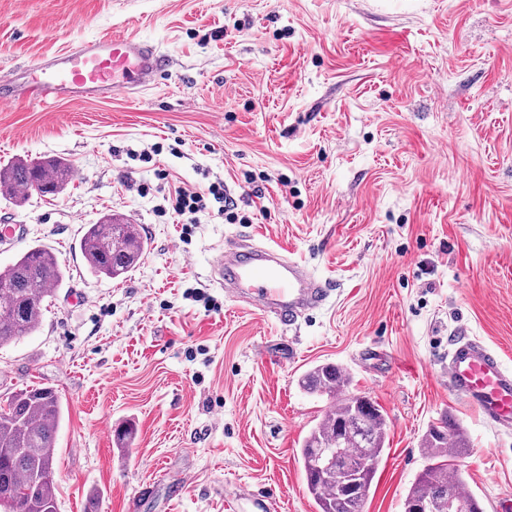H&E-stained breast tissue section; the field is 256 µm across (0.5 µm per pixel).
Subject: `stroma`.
Here are the masks:
<instances>
[{"instance_id":"obj_1","label":"stroma","mask_w":512,"mask_h":512,"mask_svg":"<svg viewBox=\"0 0 512 512\" xmlns=\"http://www.w3.org/2000/svg\"><path fill=\"white\" fill-rule=\"evenodd\" d=\"M105 34L169 52L151 89L0 106V166L74 169L54 197L0 192V226L24 227L0 242V268L39 243L68 271L41 327L0 347V400L31 385L61 398L58 512H127L146 483L138 512H261L246 487L317 512L297 451L332 399L298 379L328 362L387 414L363 512H403L422 436L446 414L469 438V490L512 512V432L446 375L459 327L512 368V0H0V74ZM159 169L188 188L220 178L250 223L204 216L182 238L156 214ZM108 211L148 243L121 280L89 275L77 248ZM236 237L291 252L329 303L289 326L229 299L210 270Z\"/></svg>"}]
</instances>
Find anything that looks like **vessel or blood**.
Masks as SVG:
<instances>
[{"label":"vessel or blood","instance_id":"b4317fda","mask_svg":"<svg viewBox=\"0 0 512 512\" xmlns=\"http://www.w3.org/2000/svg\"><path fill=\"white\" fill-rule=\"evenodd\" d=\"M170 62L157 44L135 36L84 39L66 51L14 66L0 77V104L20 101H107L150 89ZM211 279L234 300L295 323L325 305L329 283L282 248L228 240L211 265ZM448 388L488 423L512 429V369L483 342L458 333L448 349Z\"/></svg>","mask_w":512,"mask_h":512}]
</instances>
